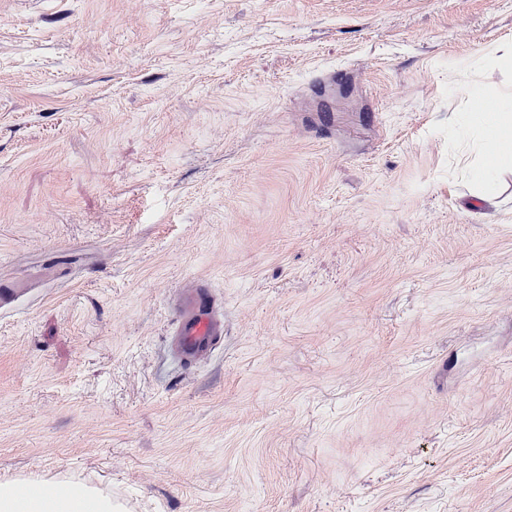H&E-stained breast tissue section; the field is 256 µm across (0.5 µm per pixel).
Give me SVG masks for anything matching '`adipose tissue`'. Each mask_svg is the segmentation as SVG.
I'll list each match as a JSON object with an SVG mask.
<instances>
[{"mask_svg":"<svg viewBox=\"0 0 512 512\" xmlns=\"http://www.w3.org/2000/svg\"><path fill=\"white\" fill-rule=\"evenodd\" d=\"M0 512H113L112 498L78 483H63L52 495L27 490L23 483H0Z\"/></svg>","mask_w":512,"mask_h":512,"instance_id":"ef3b65f1","label":"adipose tissue"}]
</instances>
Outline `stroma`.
Returning <instances> with one entry per match:
<instances>
[{"label": "stroma", "instance_id": "35a3bbf8", "mask_svg": "<svg viewBox=\"0 0 512 512\" xmlns=\"http://www.w3.org/2000/svg\"><path fill=\"white\" fill-rule=\"evenodd\" d=\"M512 0H0V482L121 512H512ZM224 310L184 367L171 299ZM476 120L488 131L486 138V156L498 154V140L494 132L499 131L502 122H507L511 127V113L505 116L503 112H474Z\"/></svg>", "mask_w": 512, "mask_h": 512}]
</instances>
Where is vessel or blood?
<instances>
[{"label":"vessel or blood","instance_id":"1","mask_svg":"<svg viewBox=\"0 0 512 512\" xmlns=\"http://www.w3.org/2000/svg\"><path fill=\"white\" fill-rule=\"evenodd\" d=\"M174 321L170 345L185 367L204 358L224 334V315L211 288L194 281L179 290L171 304Z\"/></svg>","mask_w":512,"mask_h":512}]
</instances>
